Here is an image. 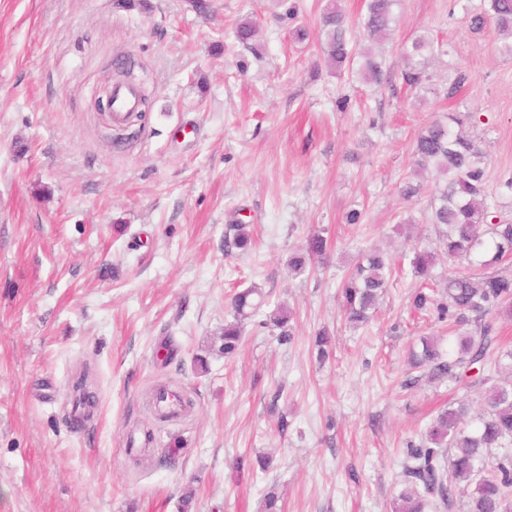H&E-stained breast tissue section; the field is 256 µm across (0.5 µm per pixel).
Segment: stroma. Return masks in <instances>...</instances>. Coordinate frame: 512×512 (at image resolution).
Here are the masks:
<instances>
[{"mask_svg":"<svg viewBox=\"0 0 512 512\" xmlns=\"http://www.w3.org/2000/svg\"><path fill=\"white\" fill-rule=\"evenodd\" d=\"M331 5L387 83L331 71ZM482 12L401 0L374 43L364 0H0V512H262L271 490L284 512H393L407 448L439 411L484 412L481 389L415 364L423 339L444 349L457 333L412 313V251L435 252L441 281L463 265L424 219L434 172L400 195L416 137L451 114L486 154L492 212L512 222V54L493 22L475 25ZM424 29L445 52L411 87L403 47ZM124 81L144 112L96 110ZM316 234L325 255L289 272ZM369 248L392 275L357 325L339 289ZM248 288L265 303L227 357L230 300ZM280 306L287 341L266 322ZM84 372L95 407L77 429ZM159 383L191 410L159 421L146 400ZM146 428L137 467L128 442Z\"/></svg>","mask_w":512,"mask_h":512,"instance_id":"stroma-1","label":"stroma"}]
</instances>
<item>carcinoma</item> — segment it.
<instances>
[{"instance_id":"carcinoma-1","label":"carcinoma","mask_w":512,"mask_h":512,"mask_svg":"<svg viewBox=\"0 0 512 512\" xmlns=\"http://www.w3.org/2000/svg\"><path fill=\"white\" fill-rule=\"evenodd\" d=\"M399 0H367L363 28L368 38L380 39L391 28L394 7ZM495 23L499 32L512 36V0H488L485 18ZM324 53L336 75L359 78L379 84L384 80L382 61L372 56L361 57L347 36L343 14L332 7L323 16ZM437 45L428 31L416 35L404 50L407 67L402 73L408 85L427 80L426 68L435 57ZM462 125L459 117L448 121H431L418 134L413 154L415 171L431 169L438 183L429 223L445 227L442 245L450 259L475 260L481 267L512 255V223H495L484 198V153L454 126ZM324 239L314 235L306 253L294 254L289 262L291 272L306 267V255L324 254ZM410 266L421 280L414 293L413 307L432 311L437 319H449L473 329L459 337L455 350L443 354L437 345L423 342L417 364L431 365V376L451 383L489 385L484 395V412L472 432L461 427L468 416L467 404L450 407L431 423L425 440L407 450L406 475L409 488L401 492V504L395 512H424L429 497L444 508L452 504L456 483L460 480L474 485L467 512H512V453H506L493 465L487 456L494 448L512 445V377L477 376L467 379L476 370L495 343L493 328L486 320L494 308L512 306V273L485 272L475 277L455 274L448 277L440 295L429 292L435 266L434 254L427 249H414ZM389 267L384 256L368 249L361 253L356 271L341 287L342 307L350 322L365 323L387 288ZM263 306L259 292L249 289L234 296V322L224 326V355L234 354L241 341V319L258 313Z\"/></svg>"}]
</instances>
